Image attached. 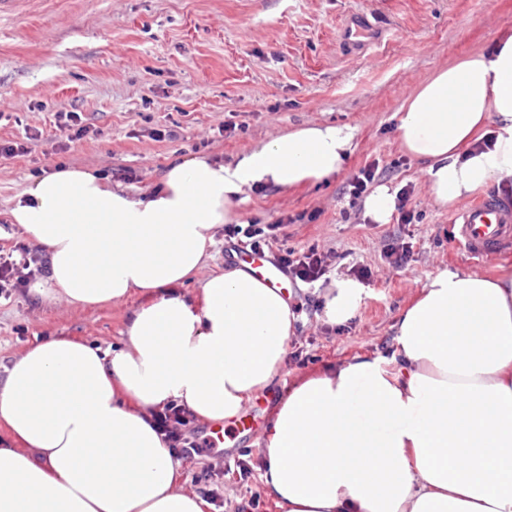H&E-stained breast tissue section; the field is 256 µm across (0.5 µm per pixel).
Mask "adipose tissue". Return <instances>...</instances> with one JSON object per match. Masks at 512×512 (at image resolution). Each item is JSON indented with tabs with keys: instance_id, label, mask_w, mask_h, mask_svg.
<instances>
[{
	"instance_id": "1",
	"label": "adipose tissue",
	"mask_w": 512,
	"mask_h": 512,
	"mask_svg": "<svg viewBox=\"0 0 512 512\" xmlns=\"http://www.w3.org/2000/svg\"><path fill=\"white\" fill-rule=\"evenodd\" d=\"M396 117L438 205L512 179V36L436 70ZM354 138L345 124L296 127L231 163L182 158L140 193L71 166L28 181L8 216L49 260L31 293L132 308L119 348L52 338L0 376V512H205L152 415L175 402L234 418L278 375L297 315L239 268L197 279L194 296L181 288L217 231L242 223L247 189L324 183ZM365 295L335 279L324 322H347ZM261 455L281 512H512V265L431 276L391 354L296 385Z\"/></svg>"
}]
</instances>
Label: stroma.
<instances>
[{"label": "stroma", "mask_w": 512, "mask_h": 512, "mask_svg": "<svg viewBox=\"0 0 512 512\" xmlns=\"http://www.w3.org/2000/svg\"><path fill=\"white\" fill-rule=\"evenodd\" d=\"M371 14L388 39L366 54L348 53L339 28L351 12ZM512 35V0H9L0 9V141L27 142L28 153L0 159V249L21 235L8 222L10 199L31 176L55 165L112 176L130 171L133 190L154 184L173 161L188 155L230 161L259 141L307 123L356 129L355 146L325 184L248 190L246 219L272 224L292 216L281 247L310 245L334 252L332 277L371 270L370 295L353 319L330 326L320 303L326 282L296 289L295 336L274 383L253 397L260 429L294 384L356 355L383 353L396 318L438 269L493 273L512 263V249L472 263L454 241L460 203L436 204L423 166L406 156L395 134L403 99L434 71L488 51ZM57 112L81 113L92 134L61 152ZM177 130L176 139L165 138ZM40 137L27 141L26 136ZM374 163L378 181L412 185L409 224H376L352 204L348 181ZM315 221H308L309 213ZM411 245L395 267L387 253ZM128 305L74 309L19 295L0 303V372L42 339L69 336L114 348L123 340ZM260 442L225 440L221 452L182 465L188 489L201 473L241 458L248 482L225 479L223 507L237 512L250 492L256 512H279L262 493Z\"/></svg>", "instance_id": "stroma-1"}]
</instances>
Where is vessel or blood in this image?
Listing matches in <instances>:
<instances>
[{"label": "vessel or blood", "mask_w": 512, "mask_h": 512, "mask_svg": "<svg viewBox=\"0 0 512 512\" xmlns=\"http://www.w3.org/2000/svg\"><path fill=\"white\" fill-rule=\"evenodd\" d=\"M378 32L364 17H350L341 30V40L354 54H362L377 39ZM457 227L456 243L461 246L472 262H480L485 254L504 244L512 243V201L489 196L460 210L454 220ZM227 254L235 264L247 265L255 277L269 287L282 288L293 277L266 250L248 248L228 249Z\"/></svg>", "instance_id": "vessel-or-blood-1"}]
</instances>
